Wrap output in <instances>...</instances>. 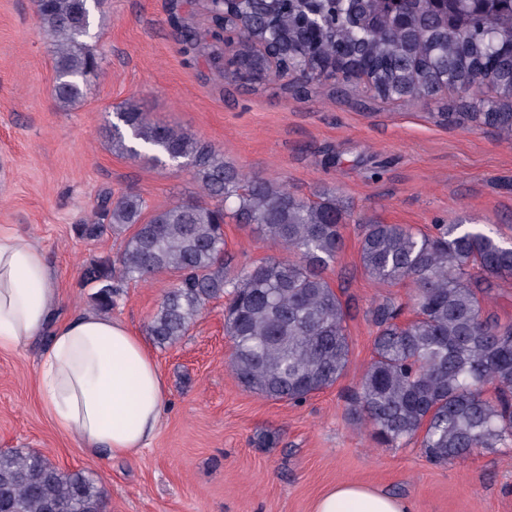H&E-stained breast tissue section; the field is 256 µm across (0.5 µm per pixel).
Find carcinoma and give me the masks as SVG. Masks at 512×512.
Returning a JSON list of instances; mask_svg holds the SVG:
<instances>
[{
  "label": "carcinoma",
  "mask_w": 512,
  "mask_h": 512,
  "mask_svg": "<svg viewBox=\"0 0 512 512\" xmlns=\"http://www.w3.org/2000/svg\"><path fill=\"white\" fill-rule=\"evenodd\" d=\"M38 28L56 49L55 99L69 104L98 69L88 44L101 0H34ZM410 28L389 22L383 0H336L331 13L319 0H295L279 16L293 35L295 15L313 13L321 25L317 57L308 61L322 81L323 60L342 69L366 68L371 89L388 99L407 92L427 100L445 83L462 98L463 118L512 134V0H404ZM268 4L244 0L237 18L246 28L240 49L270 39ZM181 42L214 59L222 48L194 28L178 27ZM487 78L495 96L474 91ZM112 144L132 159L191 168L202 199L178 201L144 218L140 196H106L75 226L81 237L117 228L133 232L123 250L85 266L93 302L112 308L118 282L161 272L176 277L147 330L160 345L186 334L206 303L229 296L224 332L230 368L247 391L275 401L300 402L333 386L349 362V308L325 277L344 245L346 213L336 196L302 198L283 183L252 177L181 129L150 120L132 106L115 113ZM248 226L288 251L246 268L224 256V219ZM433 234L410 225L367 224L359 259L371 280L407 282L415 317L386 299L372 309L373 358L351 401L352 416L377 444L398 448L420 439L435 464L464 460L482 448L512 444V323L486 313L492 288L512 278V246L479 224H437ZM0 512H105L102 489L85 472H65L44 455L0 450Z\"/></svg>",
  "instance_id": "cac0c4a2"
}]
</instances>
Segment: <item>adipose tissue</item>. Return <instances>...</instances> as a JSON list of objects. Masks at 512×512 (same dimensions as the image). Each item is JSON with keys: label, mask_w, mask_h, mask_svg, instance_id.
I'll return each mask as SVG.
<instances>
[{"label": "adipose tissue", "mask_w": 512, "mask_h": 512, "mask_svg": "<svg viewBox=\"0 0 512 512\" xmlns=\"http://www.w3.org/2000/svg\"><path fill=\"white\" fill-rule=\"evenodd\" d=\"M59 296L45 252L0 227V349L46 336L39 364L43 405L57 429L92 457L148 448L166 397L139 336L112 317L84 311L58 318ZM411 502L367 485H332L312 512H412Z\"/></svg>", "instance_id": "ef3b65f1"}]
</instances>
